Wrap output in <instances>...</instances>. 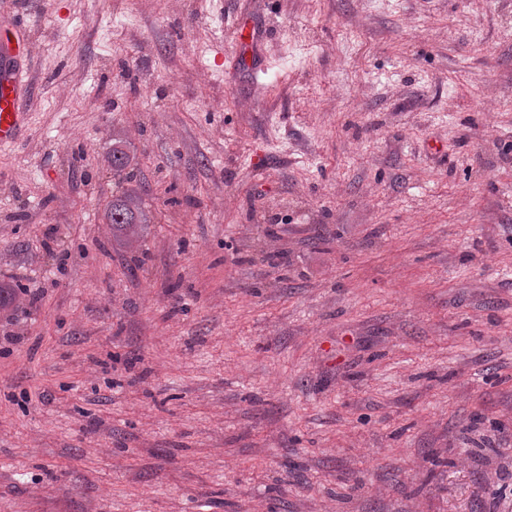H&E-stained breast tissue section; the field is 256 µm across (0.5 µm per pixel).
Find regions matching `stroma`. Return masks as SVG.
I'll list each match as a JSON object with an SVG mask.
<instances>
[{
	"instance_id": "35a3bbf8",
	"label": "stroma",
	"mask_w": 512,
	"mask_h": 512,
	"mask_svg": "<svg viewBox=\"0 0 512 512\" xmlns=\"http://www.w3.org/2000/svg\"><path fill=\"white\" fill-rule=\"evenodd\" d=\"M1 20L0 512H512V0ZM7 63L0 62V147L18 139L24 120L18 105L23 72ZM131 161L132 158L121 141L112 143V150L103 158L104 165L112 171V176L118 177L119 180L128 178L129 172L125 171L131 166ZM106 219L111 224L113 242L127 252L136 248L147 224H151L150 216L143 209L141 197L135 190H124L113 196L107 207Z\"/></svg>"
}]
</instances>
